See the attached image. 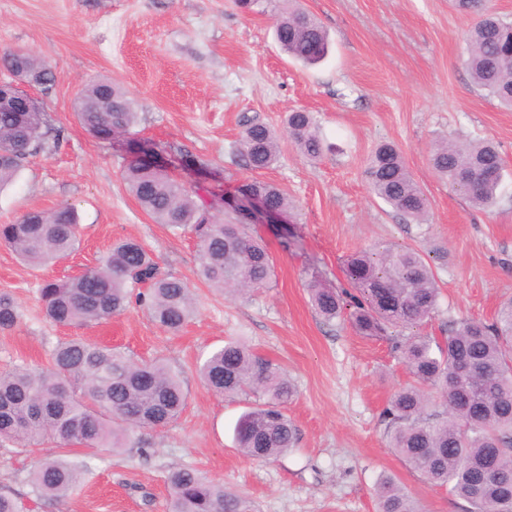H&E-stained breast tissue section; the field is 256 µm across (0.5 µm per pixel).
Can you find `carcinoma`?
<instances>
[{"label": "carcinoma", "mask_w": 512, "mask_h": 512, "mask_svg": "<svg viewBox=\"0 0 512 512\" xmlns=\"http://www.w3.org/2000/svg\"><path fill=\"white\" fill-rule=\"evenodd\" d=\"M275 37L292 59L312 66L328 53V33L304 11L279 12ZM465 66L472 83L512 109V22L485 10L467 31ZM39 70L43 87L54 73L36 57L21 55ZM0 56L11 69L19 57ZM100 96L112 97V111L93 109ZM74 109L80 126L96 140L124 137L140 146L133 130L140 122L136 103L118 82L87 83ZM285 132L298 151L316 160L329 149L314 116L288 113ZM58 135L42 112L0 109V189L12 183L27 156L50 150ZM279 152V134L258 120H243L238 154L252 171L270 168ZM434 171L477 209L495 202L503 162L490 140L439 141L430 154ZM365 174L373 195L389 204L408 224H425L429 204L393 144L375 148ZM123 179L140 207L158 224L190 227L198 240L199 276L210 287L241 298L265 288L274 276V259L262 239L246 231L242 207L224 199V211L197 199L186 186L160 168L132 158ZM260 198L266 208L286 216L288 196L276 185L251 180L236 196ZM79 244L77 211L62 204L31 211L11 224H0V245L31 266H46ZM350 289L336 290L319 281L309 284L319 317L343 316L361 336L382 337L391 327L408 328L437 312L440 288L419 249L389 248L378 256L366 250L346 262ZM147 284L138 303L171 334L195 312L191 290L181 279L164 275L147 250L126 240L79 276L44 282L38 300L45 316L61 325L107 322L129 307L131 290ZM21 318L14 299L0 294V328ZM411 382L396 389L383 410L388 447L432 486L472 506L470 512H512V297L498 308L493 322H448V335L411 336L395 343ZM205 385L217 395L250 391L263 398L238 420L237 447L250 459L266 461L294 447L297 429L285 413L294 385L272 361L241 340H230L199 366ZM188 391L178 371L160 359L137 362L125 352L84 339L61 341L50 350L46 366H26L0 374V442L27 448L54 445L29 471L37 501L64 498L80 482L84 465L68 458L75 447L120 452L130 435L175 421L187 404ZM167 512H252L246 498L202 477L188 467L169 470ZM377 512H423L419 502L389 476L376 485Z\"/></svg>", "instance_id": "obj_1"}]
</instances>
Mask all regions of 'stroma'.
<instances>
[{
  "mask_svg": "<svg viewBox=\"0 0 512 512\" xmlns=\"http://www.w3.org/2000/svg\"><path fill=\"white\" fill-rule=\"evenodd\" d=\"M299 5L330 35V54L316 67L281 51L273 13H245L234 0H0V54L27 51L55 73L54 85L34 94L60 132L55 149L30 156L0 191V224L65 203L82 224L79 248L43 268L0 246V293L22 314L17 326L0 329V373L47 364L58 341L80 337L139 361L163 358L188 389L175 422L136 432L121 453L74 450L87 466L82 483L34 512H166L167 473L183 466L246 497L255 512H375L384 475L426 512H466V502L425 483L386 445L382 410L408 380L392 351L401 330L367 338L346 321L324 323L307 285L319 279L345 288V261L362 248H425L441 299L416 334L441 335L451 319L492 321L512 297V111L471 83L465 37L477 15L459 12L453 0ZM92 78L128 90L140 112L139 138L162 147L167 172L190 191L209 199L256 177L288 194L287 225L247 227L274 258L268 287L241 300L198 278L194 232L155 223L123 182V145L99 142L79 125L74 101ZM294 109L313 113L334 151L311 163L284 138L274 166H243L241 115L278 127ZM442 136L498 144L504 178L491 212L474 209L430 167L431 144ZM384 141L402 150L429 200L430 223H403L370 192L364 169ZM126 239L143 244L161 273L189 284L197 313L183 331L170 335L136 305L91 327L46 320L39 285L81 274ZM230 339L281 366L296 386L287 414L298 444L274 461L251 460L235 446V423L254 396H218L198 378L197 366ZM46 452L0 443V492L31 501L26 475Z\"/></svg>",
  "mask_w": 512,
  "mask_h": 512,
  "instance_id": "1",
  "label": "stroma"
}]
</instances>
